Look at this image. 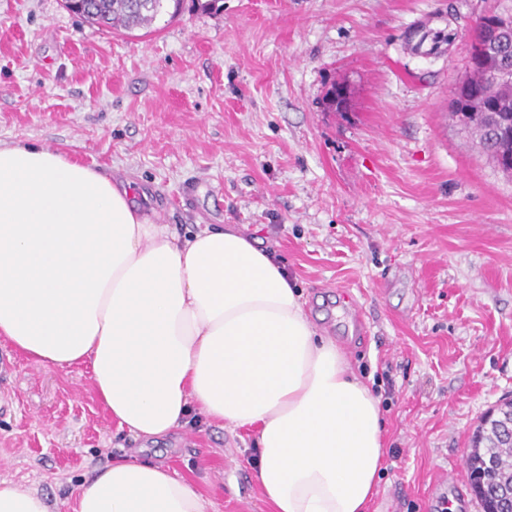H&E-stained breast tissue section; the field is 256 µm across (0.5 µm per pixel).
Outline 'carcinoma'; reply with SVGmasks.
Returning <instances> with one entry per match:
<instances>
[{"label": "carcinoma", "mask_w": 512, "mask_h": 512, "mask_svg": "<svg viewBox=\"0 0 512 512\" xmlns=\"http://www.w3.org/2000/svg\"><path fill=\"white\" fill-rule=\"evenodd\" d=\"M165 0H69L68 8L88 23L103 29H134L150 26L164 8ZM468 81L491 102L487 115H476L460 121L463 130L478 142L483 152L495 159L501 149L512 151V142L496 138L495 128L502 121H512V63L496 84H485L483 71L474 69ZM468 455L471 488L483 502L486 512H507L498 491L512 483V463L504 449L512 448V435L503 421L485 415L470 441Z\"/></svg>", "instance_id": "obj_1"}]
</instances>
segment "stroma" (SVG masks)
<instances>
[{"label":"stroma","instance_id":"obj_1","mask_svg":"<svg viewBox=\"0 0 512 512\" xmlns=\"http://www.w3.org/2000/svg\"><path fill=\"white\" fill-rule=\"evenodd\" d=\"M185 0L102 31L64 0H0V142L39 143L134 185L157 223L232 227L274 252L367 379L385 466L367 512H481L464 460L512 399V177L451 120L466 27L512 0ZM451 40L425 57L406 32ZM347 111L327 105L332 85ZM0 479L74 512L118 458L170 466L211 512H271L250 433L195 420L149 448L119 430L89 367L45 366L0 338Z\"/></svg>","mask_w":512,"mask_h":512}]
</instances>
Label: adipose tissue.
<instances>
[{
    "label": "adipose tissue",
    "mask_w": 512,
    "mask_h": 512,
    "mask_svg": "<svg viewBox=\"0 0 512 512\" xmlns=\"http://www.w3.org/2000/svg\"><path fill=\"white\" fill-rule=\"evenodd\" d=\"M0 337L89 366L119 428L156 441L191 411L254 436L272 512H366L384 462L380 400L322 335L273 252L237 229L179 238L131 185L40 146L0 143ZM75 512H207L169 467L117 461ZM0 512H51L0 480Z\"/></svg>",
    "instance_id": "obj_1"
}]
</instances>
